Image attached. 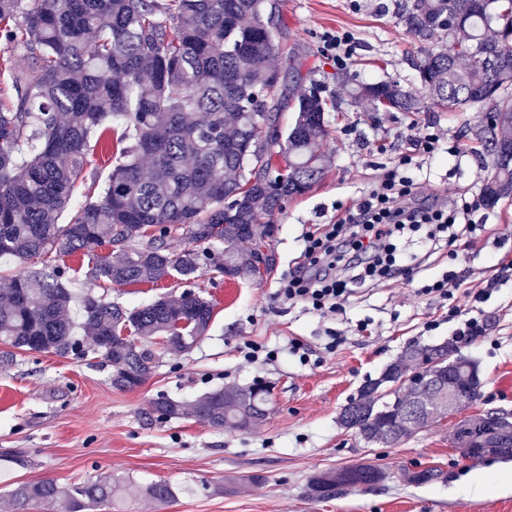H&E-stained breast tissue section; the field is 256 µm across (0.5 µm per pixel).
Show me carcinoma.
<instances>
[{
	"label": "carcinoma",
	"mask_w": 512,
	"mask_h": 512,
	"mask_svg": "<svg viewBox=\"0 0 512 512\" xmlns=\"http://www.w3.org/2000/svg\"><path fill=\"white\" fill-rule=\"evenodd\" d=\"M269 0H0V44L8 97L0 100V259L20 270L0 289V353L52 352L61 357L100 353L131 390L153 373L157 357L145 347L159 339L188 351L208 332L214 304L186 289L128 308L87 291L77 297L63 258L95 243L115 255L89 257L91 283L158 285L172 278L195 284L203 269L250 281L261 277L255 253L275 233L263 216L285 199L308 191L324 174L329 129L326 100L316 86L294 97V120L284 138L255 147L263 125L277 121L268 101L289 94L270 84L279 44L272 35ZM397 24L418 44L417 79L431 104L479 112L481 197L493 207L512 194V0H400ZM442 40L433 41L435 34ZM22 56L24 68L8 65ZM357 99L376 108L412 112L419 102L395 81L357 83ZM121 145L103 186L89 156ZM278 151H273V147ZM284 158L280 168L273 154ZM84 188L85 201L75 199ZM70 211L66 224L60 215ZM180 236L178 253L167 242ZM251 249L240 253L237 244ZM39 258L44 269L29 267ZM413 344L376 379L367 380L340 413L339 422L368 442L408 436V424L427 428L442 418L447 385L455 411L475 403L478 363L456 341ZM425 369L428 382L402 393L408 366ZM270 389L217 388L186 404L162 398L163 419L189 416L221 429L250 431L267 416ZM490 434L472 462L512 459L496 440V421L470 415L457 423ZM338 477L384 482L387 473L344 466L312 476L309 497L327 499ZM136 492L161 505L175 500L164 480L137 487L110 475L60 487L51 481L19 483L8 505L15 512H91Z\"/></svg>",
	"instance_id": "carcinoma-1"
}]
</instances>
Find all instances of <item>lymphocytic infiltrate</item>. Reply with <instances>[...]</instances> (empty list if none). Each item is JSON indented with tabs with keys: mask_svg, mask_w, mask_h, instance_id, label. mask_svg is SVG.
<instances>
[{
	"mask_svg": "<svg viewBox=\"0 0 512 512\" xmlns=\"http://www.w3.org/2000/svg\"><path fill=\"white\" fill-rule=\"evenodd\" d=\"M471 212L465 194H427L413 179L389 172L336 221L305 235L302 259L276 296L306 304L321 318L335 317L344 310L352 284L398 277L418 264L416 253L397 248L407 230L428 225L426 246L442 250L476 232Z\"/></svg>",
	"mask_w": 512,
	"mask_h": 512,
	"instance_id": "obj_1",
	"label": "lymphocytic infiltrate"
}]
</instances>
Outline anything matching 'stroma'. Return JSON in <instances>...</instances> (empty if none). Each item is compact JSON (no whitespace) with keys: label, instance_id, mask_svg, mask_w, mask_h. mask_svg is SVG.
Returning <instances> with one entry per match:
<instances>
[{"label":"stroma","instance_id":"stroma-1","mask_svg":"<svg viewBox=\"0 0 512 512\" xmlns=\"http://www.w3.org/2000/svg\"><path fill=\"white\" fill-rule=\"evenodd\" d=\"M394 0H290L283 22L272 29L284 53L274 61L281 75L299 66L296 93L317 83L329 104L326 154L330 163L305 194L288 198L266 216L275 225L277 263L258 282H237L203 270L198 284L214 304L213 322L190 351L159 349L160 360L144 385L120 390L100 354L82 358L18 352L0 366V512L20 482L49 480L70 486L109 474L137 483L169 482L175 502H116L102 512H512V461L479 464L453 443V421H442L396 446L365 441L342 428L339 414L367 380L411 344H437L456 336L463 323L449 318L451 305L471 310L484 332L463 346L485 383L474 412L512 410V197L472 215L481 230L475 242H455L451 252L423 256L418 269L398 280L358 284L342 313L324 319L301 303L281 304L275 293L300 256L303 237L352 206L390 170L423 182L428 193L481 195L475 153L449 155L453 142L475 141L478 115L422 106L417 112H384L354 101L336 63L325 53L327 36L353 37L349 58L358 81L394 79L420 91L414 61L417 44L394 18ZM445 146L435 154L413 150L428 127ZM460 283L453 300L428 293L446 274ZM492 286L489 297L473 290ZM368 331H360V324ZM342 339L328 349L329 333ZM296 339L308 364L288 356ZM256 342L277 351L274 360H244L239 348ZM269 386L270 411L252 432L204 426L193 418L164 420L160 398L185 403L218 387ZM369 463L387 479L327 500L307 495L317 472ZM443 470L445 480L408 482V472ZM251 474L263 481L245 491L232 482Z\"/></svg>","mask_w":512,"mask_h":512}]
</instances>
